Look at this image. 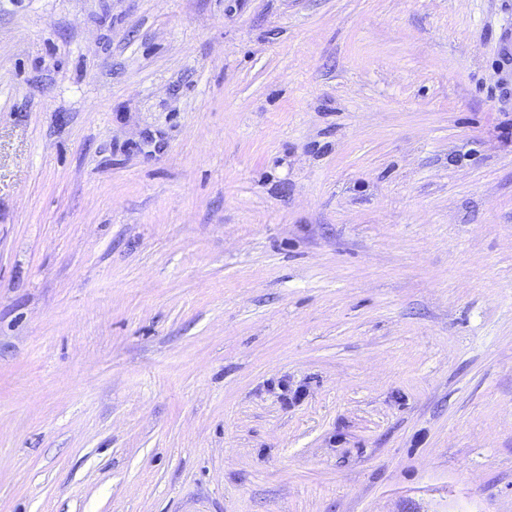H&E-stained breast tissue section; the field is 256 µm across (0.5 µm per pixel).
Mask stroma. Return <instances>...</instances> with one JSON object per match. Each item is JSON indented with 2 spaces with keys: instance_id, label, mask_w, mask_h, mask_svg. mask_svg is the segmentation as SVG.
<instances>
[{
  "instance_id": "1",
  "label": "stroma",
  "mask_w": 512,
  "mask_h": 512,
  "mask_svg": "<svg viewBox=\"0 0 512 512\" xmlns=\"http://www.w3.org/2000/svg\"><path fill=\"white\" fill-rule=\"evenodd\" d=\"M510 34L0 0V512H512Z\"/></svg>"
}]
</instances>
